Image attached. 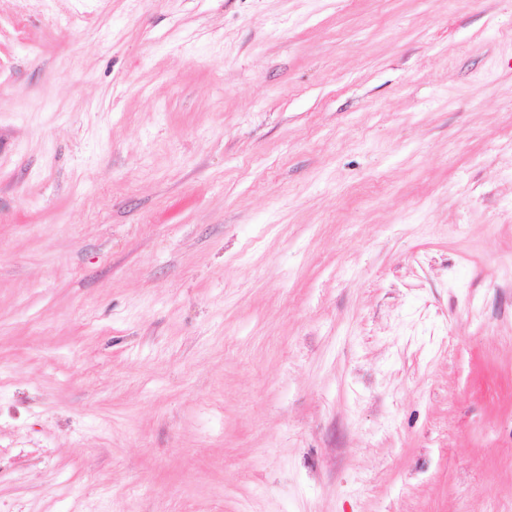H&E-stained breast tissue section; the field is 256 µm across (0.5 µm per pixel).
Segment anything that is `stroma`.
Listing matches in <instances>:
<instances>
[{
    "label": "stroma",
    "mask_w": 512,
    "mask_h": 512,
    "mask_svg": "<svg viewBox=\"0 0 512 512\" xmlns=\"http://www.w3.org/2000/svg\"><path fill=\"white\" fill-rule=\"evenodd\" d=\"M0 512H512V0H0Z\"/></svg>",
    "instance_id": "stroma-1"
}]
</instances>
